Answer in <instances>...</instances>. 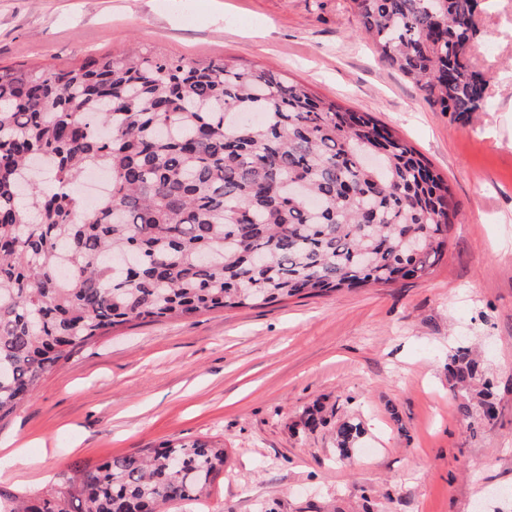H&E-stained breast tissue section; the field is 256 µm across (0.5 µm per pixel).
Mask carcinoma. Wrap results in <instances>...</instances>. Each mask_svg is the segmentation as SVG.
<instances>
[{
  "label": "carcinoma",
  "instance_id": "cac0c4a2",
  "mask_svg": "<svg viewBox=\"0 0 512 512\" xmlns=\"http://www.w3.org/2000/svg\"><path fill=\"white\" fill-rule=\"evenodd\" d=\"M361 33L442 112L487 101L469 63L478 0H353ZM110 187L87 207L88 172ZM458 216L448 183L367 113L270 69L137 47L69 68L0 67V419L73 352L135 321L188 318L421 277ZM471 350L448 378L472 431ZM361 434L345 422L347 453ZM224 446L169 440L0 488V512H163L199 500Z\"/></svg>",
  "mask_w": 512,
  "mask_h": 512
}]
</instances>
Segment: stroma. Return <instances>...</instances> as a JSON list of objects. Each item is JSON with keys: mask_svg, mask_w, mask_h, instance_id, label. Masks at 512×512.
Masks as SVG:
<instances>
[{"mask_svg": "<svg viewBox=\"0 0 512 512\" xmlns=\"http://www.w3.org/2000/svg\"><path fill=\"white\" fill-rule=\"evenodd\" d=\"M471 117L440 111L359 33L352 0H0V67H64L133 45L283 72L409 144L459 203L448 250L388 286L137 321L77 350L0 421V487L44 489L169 439L224 446L202 503L171 512H512V0H480ZM491 381L496 420L457 412L448 355ZM322 409L326 424L306 426ZM362 435L339 459L344 422Z\"/></svg>", "mask_w": 512, "mask_h": 512, "instance_id": "obj_1", "label": "stroma"}]
</instances>
